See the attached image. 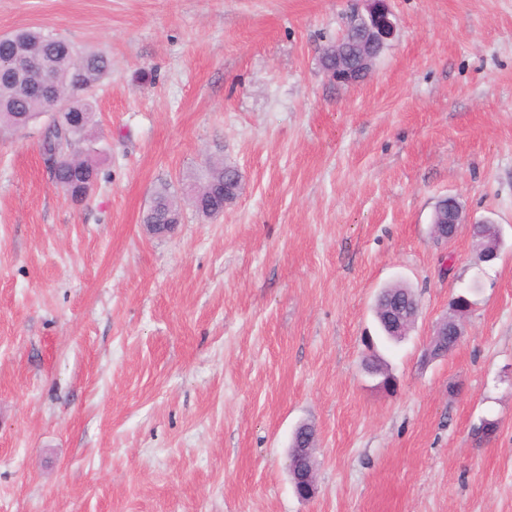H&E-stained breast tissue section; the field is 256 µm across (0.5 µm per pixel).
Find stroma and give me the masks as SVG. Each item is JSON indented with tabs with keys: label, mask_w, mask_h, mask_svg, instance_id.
Masks as SVG:
<instances>
[{
	"label": "stroma",
	"mask_w": 512,
	"mask_h": 512,
	"mask_svg": "<svg viewBox=\"0 0 512 512\" xmlns=\"http://www.w3.org/2000/svg\"><path fill=\"white\" fill-rule=\"evenodd\" d=\"M388 4L395 39L343 85L321 51L363 0H0V35L112 58L85 203L42 122L0 131V512H512V0ZM211 162L242 188L205 217L181 188ZM163 184L182 221L152 237ZM446 196L497 259L434 239ZM396 282L420 311L385 391L363 339ZM460 294L468 334L428 358ZM315 436L310 427L302 425L294 433L289 456V472L295 493L304 500L313 499L317 492V460Z\"/></svg>",
	"instance_id": "obj_1"
}]
</instances>
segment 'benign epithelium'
<instances>
[{"label": "benign epithelium", "instance_id": "benign-epithelium-1", "mask_svg": "<svg viewBox=\"0 0 512 512\" xmlns=\"http://www.w3.org/2000/svg\"><path fill=\"white\" fill-rule=\"evenodd\" d=\"M367 8L350 18L344 34L336 40V65L328 72L330 78L340 84H356L371 73L375 55L367 51L372 47L380 51L395 38L396 26L391 19L387 0H364ZM12 74L22 81L26 92L37 91L51 103L44 127H52L61 122L68 101L58 97L57 81L54 75L40 65V56L32 51L23 57H9L0 60V73ZM432 233L436 240L448 241L457 236L462 228L470 229V221L454 196L437 203L432 217ZM419 312V302L414 294L406 292L402 297L391 298L381 309V317L388 335L403 337L409 333ZM468 309L461 308L459 299H454L451 307L452 320L439 322L433 336H446L448 331L462 338L466 335L464 315ZM315 436L306 425L298 427L294 433L289 456V472L295 493L304 500L314 498L318 492L315 457Z\"/></svg>", "mask_w": 512, "mask_h": 512}]
</instances>
